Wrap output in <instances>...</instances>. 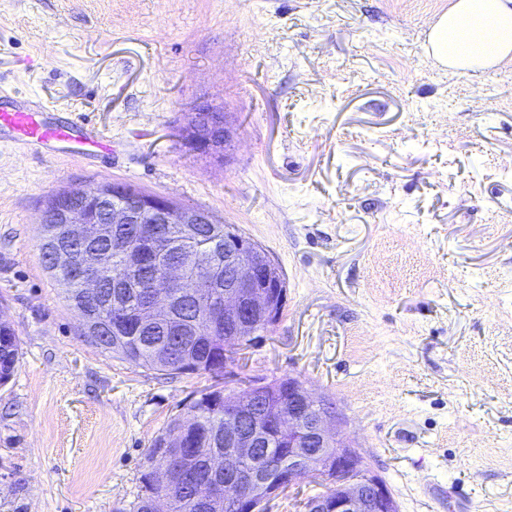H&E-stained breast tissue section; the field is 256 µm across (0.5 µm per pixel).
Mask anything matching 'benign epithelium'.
I'll use <instances>...</instances> for the list:
<instances>
[{
  "label": "benign epithelium",
  "mask_w": 512,
  "mask_h": 512,
  "mask_svg": "<svg viewBox=\"0 0 512 512\" xmlns=\"http://www.w3.org/2000/svg\"><path fill=\"white\" fill-rule=\"evenodd\" d=\"M187 143L199 153L222 160L215 136L198 115ZM94 192L102 199L107 223L138 225L135 242L116 238L112 251L123 256L130 270L151 268L152 281L163 283V289L149 292L151 317L164 321L175 333L183 332L174 308L185 295L184 268L197 264L198 259L180 241L194 238V225L214 223L213 216L206 211L178 208L166 198L135 192L122 184L102 183ZM158 224L181 225V240L160 234ZM104 235L100 223L87 219H66L61 225L50 224L45 229V241L57 248L88 296L102 287V268L109 258L90 261L71 244L96 241ZM272 264L267 251L254 240L224 239V266L229 275L224 302L213 305L199 301L209 323L227 324L240 342L258 333L259 327L269 325L284 300V286L270 280ZM284 396L286 409L268 425L263 414L243 415L236 401L224 398L227 451L224 460L215 459L209 466L211 481L209 491L200 499L201 507L222 512L221 507L232 499L237 512H264V503L307 476L321 482L327 491L308 496L305 512H399L392 492L350 438L336 428L341 421L336 409L315 400L304 384L291 376ZM272 433L288 436V466H278L270 477L232 473L234 461L253 458L259 449L269 447Z\"/></svg>",
  "instance_id": "benign-epithelium-1"
}]
</instances>
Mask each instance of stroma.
Here are the masks:
<instances>
[{"label":"stroma","instance_id":"1","mask_svg":"<svg viewBox=\"0 0 512 512\" xmlns=\"http://www.w3.org/2000/svg\"><path fill=\"white\" fill-rule=\"evenodd\" d=\"M452 0H0V86L96 129L86 161L0 136V512H128L207 374L85 336L37 249L52 193L122 182L238 225L282 269L277 323L223 384L299 378L400 512H512V63L426 49ZM223 111V162L190 150ZM19 340L8 323L0 322V384H5L18 361Z\"/></svg>","mask_w":512,"mask_h":512}]
</instances>
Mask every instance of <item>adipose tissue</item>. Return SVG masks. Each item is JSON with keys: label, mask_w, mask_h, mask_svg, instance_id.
I'll use <instances>...</instances> for the list:
<instances>
[{"label": "adipose tissue", "mask_w": 512, "mask_h": 512, "mask_svg": "<svg viewBox=\"0 0 512 512\" xmlns=\"http://www.w3.org/2000/svg\"><path fill=\"white\" fill-rule=\"evenodd\" d=\"M429 50L457 71L512 60V0H454L429 35Z\"/></svg>", "instance_id": "1"}]
</instances>
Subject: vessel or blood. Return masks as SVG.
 Wrapping results in <instances>:
<instances>
[{"label": "vessel or blood", "mask_w": 512, "mask_h": 512, "mask_svg": "<svg viewBox=\"0 0 512 512\" xmlns=\"http://www.w3.org/2000/svg\"><path fill=\"white\" fill-rule=\"evenodd\" d=\"M46 114V109L26 105L19 91L0 87V132H9L28 152L41 156L68 144L72 155L85 158L104 149V141L93 130L73 122L52 123Z\"/></svg>", "instance_id": "b4317fda"}]
</instances>
